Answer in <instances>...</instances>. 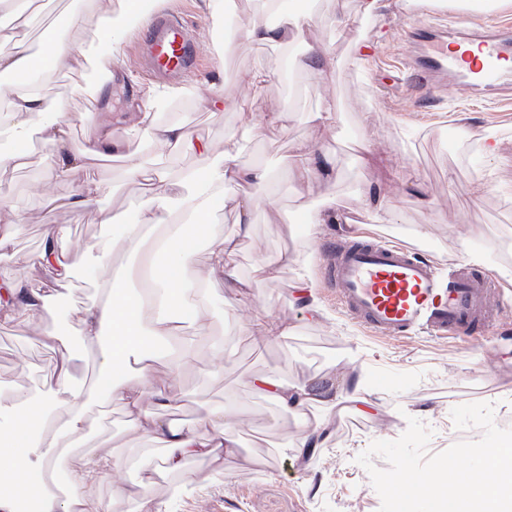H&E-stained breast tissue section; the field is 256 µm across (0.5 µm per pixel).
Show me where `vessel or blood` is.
Listing matches in <instances>:
<instances>
[{
  "instance_id": "vessel-or-blood-1",
  "label": "vessel or blood",
  "mask_w": 512,
  "mask_h": 512,
  "mask_svg": "<svg viewBox=\"0 0 512 512\" xmlns=\"http://www.w3.org/2000/svg\"><path fill=\"white\" fill-rule=\"evenodd\" d=\"M150 15L137 53L141 66L162 81H181L198 70L201 51L183 17L163 0H144ZM433 27L411 33L400 61L411 91L466 90L469 80L488 89L512 90V15L485 7L483 20L465 36L466 51L434 38ZM324 277L338 302L362 330L376 337L408 339L475 337L498 318L492 300L500 281L488 273L430 261L420 249L378 235L337 242Z\"/></svg>"
}]
</instances>
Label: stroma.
<instances>
[{
	"mask_svg": "<svg viewBox=\"0 0 512 512\" xmlns=\"http://www.w3.org/2000/svg\"><path fill=\"white\" fill-rule=\"evenodd\" d=\"M78 0H41L26 27L0 19V35L36 45L46 31ZM183 15L202 52V67L182 81L183 95L155 108L161 124H180L209 144L204 156L170 150L157 153L140 140H127L136 122L131 101H142L153 81L137 59L136 35L128 33L119 62L122 82L97 78L95 67L72 74L49 98L63 101L73 119L68 152L79 151L96 125L110 136L126 140L128 149L142 151L151 168L176 182L191 170L207 166L210 156L230 149L246 168L266 169L269 182L262 202L240 223L234 199H226L214 216L225 235L235 237V273L243 278L257 262L269 266L268 281L245 299L234 295L227 277L211 278L210 333L194 336L182 327L176 342L191 339L195 355L177 377L179 391L168 414L198 426L205 406H223L228 428L237 435L235 456L188 460L183 471L142 468L137 461L160 457L159 442L144 437L117 404L97 409L105 431L83 436L77 455H118L129 464L95 482L92 497L110 500L113 512H136L132 500H113L114 487L136 485L165 503L168 512H379L381 500L356 457L375 440H393L407 428L408 417L432 431L428 450L439 453L456 443L453 407L490 402L495 419L512 417V107L492 97L445 91L440 99H420L399 83L384 61L406 51V34L424 21L414 0H397L395 17L367 14L362 0H314V23L303 41L292 43V56L308 45L324 49L335 67L318 65L293 70L282 77L281 52L272 43H248L238 36V21L255 15L258 0H235L234 26L204 12L201 0H172ZM351 19L338 29L337 16ZM370 55L352 57L355 45ZM267 66L270 76L253 90L250 75ZM224 92L237 100L256 99L253 110L233 108L211 114L198 106L200 98ZM335 100L332 125L316 122L319 97ZM267 112L278 113L275 123ZM498 144L496 158L481 152L484 138ZM309 142L327 159L331 180L303 181L286 172L285 160L294 143ZM43 145H34L24 166L0 172V197L24 212L20 224L0 222V234L13 238L0 254V272L22 287L47 294L63 293L72 303L89 302L103 293L95 272L79 273L82 285L61 288L36 257L49 227L67 230L65 253L101 252L105 273L115 275L139 266L137 252L105 251L112 229L99 221L100 209L114 212L120 223L140 221L144 187L129 177L122 153L106 161H90L68 180L53 177ZM101 187L96 202L47 210L46 196H74L86 180ZM486 185L470 195L473 181ZM336 214L333 224L311 230L308 210ZM376 230L428 253L442 264L490 273L502 283L496 301L497 326L473 340L376 338L358 329L337 305L322 276L323 249L329 239ZM296 252L303 266L288 265L283 254ZM305 275L317 285L325 316L312 321L294 302L293 284ZM259 313L288 326L287 340L245 334V325ZM55 328L63 346L43 345V332ZM70 350L73 373L84 378L95 355L60 307L43 317H15L0 323V398L19 387L54 379L63 350ZM318 390L329 385L361 384L369 402L345 404L330 412L331 431L324 448L296 459L294 443L312 425L318 409L281 410L251 394L247 382L257 375Z\"/></svg>",
	"mask_w": 512,
	"mask_h": 512,
	"instance_id": "35a3bbf8",
	"label": "stroma"
}]
</instances>
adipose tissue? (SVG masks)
<instances>
[{
	"label": "adipose tissue",
	"mask_w": 512,
	"mask_h": 512,
	"mask_svg": "<svg viewBox=\"0 0 512 512\" xmlns=\"http://www.w3.org/2000/svg\"><path fill=\"white\" fill-rule=\"evenodd\" d=\"M274 8H286L282 25L271 26L252 17L241 22L239 36L245 41H284L289 33H303L312 23L308 9L297 0H269ZM139 0H105L96 12L95 24H88L85 11L70 12L69 29L89 32L100 52L96 59L103 73H111L122 52L128 18L139 17ZM36 61L28 45L20 40L0 39V96H9L10 112L6 133L9 150L0 152V168L24 163L33 134H40L52 150L55 178L69 179L78 162L120 149L119 141L106 132L90 138L76 160L65 159L70 123L64 104L22 89L19 80L32 75ZM136 138H147L156 148L185 152H208L207 144L195 140L184 126L155 123L150 113L132 126ZM127 172L136 180L150 184L151 190L136 224H123L112 239L116 250L137 252L142 248L146 230L162 229L151 247V279H163L165 288L159 297L146 299L120 282L109 284L103 296L90 304H75L70 316L86 342L100 343L96 386L75 380L67 362H60L54 383L40 388L21 389L8 404L0 403V473L9 476L15 487L11 496H0V512H16V499L31 496L39 503V512H111L109 502L88 504L85 490L94 480L123 466L121 457H82L72 464L73 439L91 426L90 409L100 398L119 401L148 438L162 441L165 454L161 461L172 472L181 471L191 458H220L234 453L236 441L227 429L223 408L209 407L200 418L203 431H195L156 414L175 394L177 377L184 360L172 357L167 341L176 329L175 317L197 332H206L209 316L208 279L199 272L198 242L209 240L211 271L233 274L237 242L225 236L215 224L216 210L228 192L241 184H250L252 193L238 198L241 216H249L260 200L268 174L262 169L242 167L232 151H224L207 167L186 174L181 181L162 179L141 159L138 152L126 153ZM66 236L64 227L47 231L45 245L38 256L59 284H67L76 270L94 266L96 256L85 252L60 258V244ZM50 299L39 289H21L13 280H0V320H13L16 307L31 316L43 315ZM166 362L170 382L158 383L152 366ZM252 393L273 401L284 411H293L312 403L338 404L339 399L325 391L305 385L285 384L268 376L252 378Z\"/></svg>",
	"instance_id": "adipose-tissue-1"
}]
</instances>
